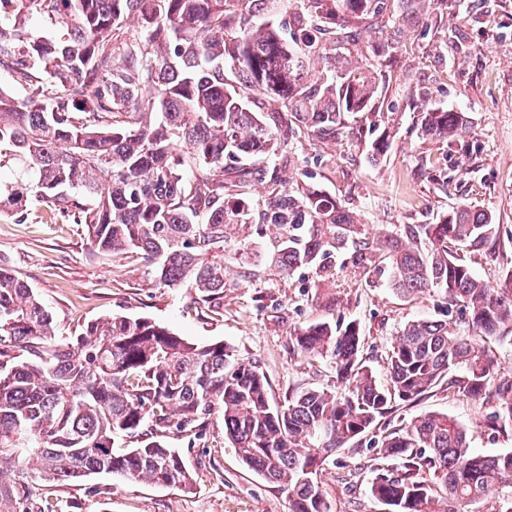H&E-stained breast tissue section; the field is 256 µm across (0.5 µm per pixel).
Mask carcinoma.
Instances as JSON below:
<instances>
[{
	"instance_id": "cac0c4a2",
	"label": "carcinoma",
	"mask_w": 512,
	"mask_h": 512,
	"mask_svg": "<svg viewBox=\"0 0 512 512\" xmlns=\"http://www.w3.org/2000/svg\"><path fill=\"white\" fill-rule=\"evenodd\" d=\"M442 2L304 0L277 24L280 0H0V72L27 90L19 99L0 89V168L21 170L0 182V212L23 223L32 203L54 205L98 251L142 255L150 285L192 288L209 308H220L233 266L247 279L266 264L282 275L325 272L338 250L363 244L362 232L335 199L285 186L290 138L334 136L346 114L376 111L390 30L405 9L430 16ZM35 17L61 35H35ZM422 131L460 138L465 115L428 108ZM231 225L247 232L238 248ZM506 237L512 230L492 215L457 207L408 227L403 242L381 241L392 287L443 291L471 333L405 325L385 388L361 357L359 324L296 327L294 352L329 362L339 390L301 387L282 404L233 348L147 318L112 314L56 338L49 309L0 259V467L29 457L53 480L105 473L186 488L180 455L158 433L196 428L218 405L225 440L287 492L289 512H330L320 471L397 399L444 385L487 405L491 428L512 431V380L487 346L512 333V274L491 288L463 255L485 247L492 258ZM124 437L139 446L116 451ZM369 444L389 461L374 469L370 492L390 512H438V484L446 512L496 487L512 499V452H472L465 426L446 413L403 421ZM30 496L25 483L0 482V512H20Z\"/></svg>"
}]
</instances>
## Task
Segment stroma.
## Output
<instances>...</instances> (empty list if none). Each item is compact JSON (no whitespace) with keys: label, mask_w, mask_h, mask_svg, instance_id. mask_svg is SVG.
Here are the masks:
<instances>
[{"label":"stroma","mask_w":512,"mask_h":512,"mask_svg":"<svg viewBox=\"0 0 512 512\" xmlns=\"http://www.w3.org/2000/svg\"><path fill=\"white\" fill-rule=\"evenodd\" d=\"M468 3L463 13L447 9L438 16L440 26L458 34L444 50L421 16L402 20L395 58L384 69L381 112L347 115L336 137L300 135L290 144L294 163L283 168V179L336 198L362 224L366 239L404 236L408 225L428 223L459 205L512 228V0ZM428 104L465 113L466 136L451 143L422 136L421 113ZM383 134L388 150L373 156L371 144ZM431 163L438 168L433 176ZM0 259L49 309L57 337L79 335L87 322L104 315L144 317L194 342L231 346L266 375L276 403L297 388L336 383L327 362L293 352L289 335L298 326L357 321L363 357L383 384L385 358L404 324L458 317L443 293H397L383 252L369 250L360 260L351 248L337 253L329 278L319 279L312 268L290 276L265 272L251 280L233 276L221 308H202L190 289L148 286L140 257L113 261L94 249L82 225L38 203L25 223L0 216ZM431 411L463 423L473 452H512V432L489 429L478 403L442 387L394 407L378 426L389 429ZM164 442L181 455L190 488L103 473L80 482L41 480L29 459L4 480L30 484V512L49 503L58 512H288L286 492L250 470L225 442L222 411L203 429L169 433ZM375 456L363 439L325 465L321 485L331 512H388L369 491Z\"/></svg>","instance_id":"35a3bbf8"}]
</instances>
